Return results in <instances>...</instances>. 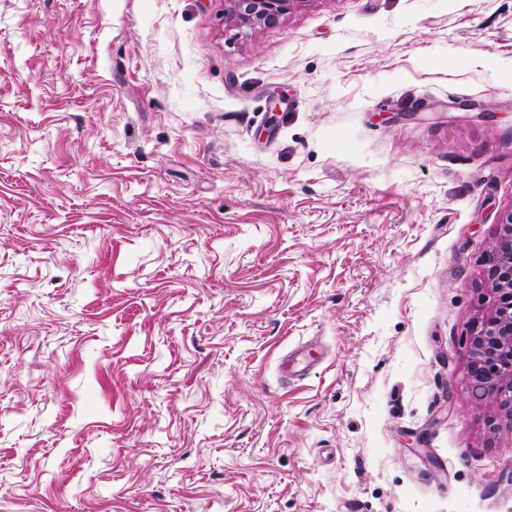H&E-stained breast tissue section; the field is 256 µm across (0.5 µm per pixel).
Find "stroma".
<instances>
[{
  "instance_id": "1",
  "label": "stroma",
  "mask_w": 512,
  "mask_h": 512,
  "mask_svg": "<svg viewBox=\"0 0 512 512\" xmlns=\"http://www.w3.org/2000/svg\"><path fill=\"white\" fill-rule=\"evenodd\" d=\"M224 8L0 0V512H512V0ZM302 0H225L226 19L242 33L244 29L278 23ZM498 224L484 259L491 303L468 335L469 393L484 404L490 425L501 413L512 416V364L504 365L499 358L512 351V208L499 214Z\"/></svg>"
}]
</instances>
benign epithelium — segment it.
Masks as SVG:
<instances>
[{"mask_svg": "<svg viewBox=\"0 0 512 512\" xmlns=\"http://www.w3.org/2000/svg\"><path fill=\"white\" fill-rule=\"evenodd\" d=\"M303 0H225L226 19L239 30L278 23ZM499 230L484 259L491 290L489 310L469 329L468 379L472 398L482 402L488 422L512 416V364L499 355L512 351V209L498 216Z\"/></svg>", "mask_w": 512, "mask_h": 512, "instance_id": "obj_1", "label": "benign epithelium"}]
</instances>
